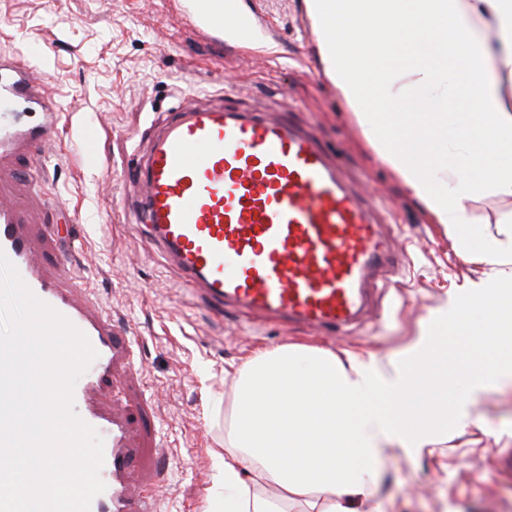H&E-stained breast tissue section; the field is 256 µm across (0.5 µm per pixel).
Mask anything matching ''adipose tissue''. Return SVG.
Returning a JSON list of instances; mask_svg holds the SVG:
<instances>
[{
  "label": "adipose tissue",
  "instance_id": "1",
  "mask_svg": "<svg viewBox=\"0 0 512 512\" xmlns=\"http://www.w3.org/2000/svg\"><path fill=\"white\" fill-rule=\"evenodd\" d=\"M323 76L408 195L469 254L496 255L400 362L303 345L256 355L238 377L224 512H382L391 444L424 448L443 412L512 380V233L488 241L469 202L512 197V0H304ZM403 66H396V59ZM475 354L454 361L448 337ZM383 396L395 411L369 410Z\"/></svg>",
  "mask_w": 512,
  "mask_h": 512
}]
</instances>
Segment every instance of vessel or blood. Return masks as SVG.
I'll use <instances>...</instances> for the list:
<instances>
[{"mask_svg":"<svg viewBox=\"0 0 512 512\" xmlns=\"http://www.w3.org/2000/svg\"><path fill=\"white\" fill-rule=\"evenodd\" d=\"M40 105L32 126L20 104ZM59 114L41 74L24 60L0 62V251L44 302L88 337L98 356L74 388L78 415L104 441L105 491L90 512H153L152 495L132 496L136 453L130 423L95 399L130 339L115 330L73 275L40 262L38 236L16 160L40 159ZM137 177L144 188V239L197 300L259 322L331 333L354 323L369 281L390 260L372 200L357 194L317 137L253 112L187 108L153 138Z\"/></svg>","mask_w":512,"mask_h":512,"instance_id":"vessel-or-blood-1","label":"vessel or blood"}]
</instances>
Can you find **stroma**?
Masks as SVG:
<instances>
[{"instance_id": "35a3bbf8", "label": "stroma", "mask_w": 512, "mask_h": 512, "mask_svg": "<svg viewBox=\"0 0 512 512\" xmlns=\"http://www.w3.org/2000/svg\"><path fill=\"white\" fill-rule=\"evenodd\" d=\"M267 28L275 53L196 20L186 0H0V57L37 66L60 124L47 162L31 163L54 238L46 262L66 257L115 325L133 338L132 365L98 392L105 408L140 430L132 489L160 476L157 512H204L224 493V449L236 371L288 344L396 362L436 308L484 278L491 261H469L429 223L363 134L318 63L304 0H241ZM223 100L313 130L340 157L356 188L375 199L399 263L379 309L348 334L323 336L275 323L255 326L194 302L132 230L135 153L157 121L194 102ZM485 238L512 229V198L470 204ZM428 448H389L377 494L386 512H512V385L488 386L471 422L445 414Z\"/></svg>"}]
</instances>
